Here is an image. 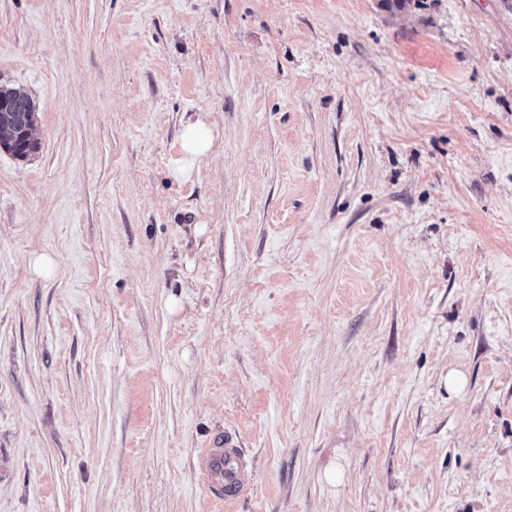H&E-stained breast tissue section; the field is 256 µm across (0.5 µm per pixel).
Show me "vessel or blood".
<instances>
[{"mask_svg":"<svg viewBox=\"0 0 512 512\" xmlns=\"http://www.w3.org/2000/svg\"><path fill=\"white\" fill-rule=\"evenodd\" d=\"M199 469L210 493L226 505H233L243 492L240 472L244 460L232 439L223 447L205 448L199 454Z\"/></svg>","mask_w":512,"mask_h":512,"instance_id":"vessel-or-blood-1","label":"vessel or blood"}]
</instances>
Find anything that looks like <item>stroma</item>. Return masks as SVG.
Wrapping results in <instances>:
<instances>
[{"instance_id":"obj_1","label":"stroma","mask_w":512,"mask_h":512,"mask_svg":"<svg viewBox=\"0 0 512 512\" xmlns=\"http://www.w3.org/2000/svg\"><path fill=\"white\" fill-rule=\"evenodd\" d=\"M0 85V512H512V0H0ZM0 96L9 103L7 112H0V148L15 157L25 158L39 147L29 134L36 122V105L22 87H0ZM2 137L5 139L3 144ZM211 138L208 130L201 124L188 125L183 135V148L188 157H198L210 147ZM225 448H203L198 464L206 487L224 505H233L243 492L240 472L245 463L232 439L224 438Z\"/></svg>"}]
</instances>
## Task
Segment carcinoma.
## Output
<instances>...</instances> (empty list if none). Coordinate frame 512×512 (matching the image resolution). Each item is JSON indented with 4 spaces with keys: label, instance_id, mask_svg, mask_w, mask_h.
<instances>
[{
    "label": "carcinoma",
    "instance_id": "1",
    "mask_svg": "<svg viewBox=\"0 0 512 512\" xmlns=\"http://www.w3.org/2000/svg\"><path fill=\"white\" fill-rule=\"evenodd\" d=\"M0 96L9 103L8 110L0 112V148L18 158H25L38 149V142L29 131L36 122V105L31 95L22 87H0Z\"/></svg>",
    "mask_w": 512,
    "mask_h": 512
}]
</instances>
